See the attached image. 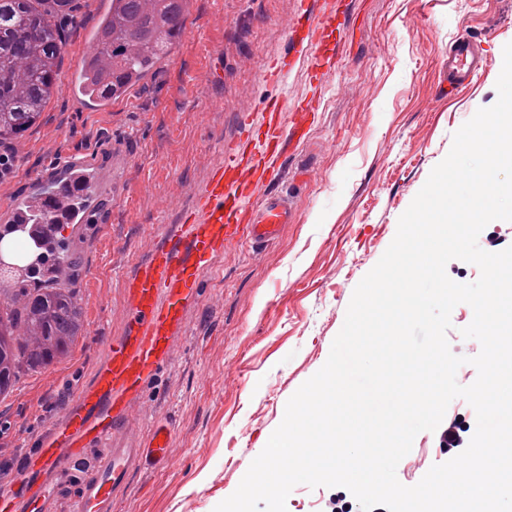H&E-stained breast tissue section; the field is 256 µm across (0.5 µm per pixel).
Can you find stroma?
<instances>
[{
    "label": "stroma",
    "instance_id": "35a3bbf8",
    "mask_svg": "<svg viewBox=\"0 0 512 512\" xmlns=\"http://www.w3.org/2000/svg\"><path fill=\"white\" fill-rule=\"evenodd\" d=\"M108 0H77L53 92L22 139V156L0 180V202L26 195L65 157L127 159L112 195L88 216L75 256L84 329L69 355L21 374L0 396V482H11L33 439L88 388L110 338L124 335L126 283L202 193L239 112L308 92L302 69L280 83L267 65L288 48L298 0H191L185 29L155 78L90 111L70 88L91 51ZM467 34L488 49L487 71L452 97L441 85L448 48ZM512 42V0H355L337 68L317 93L304 141L287 146L273 184L295 219L255 249L214 259L165 369L134 406L120 438L175 424L173 461L135 470L117 512H214L237 489L281 423L290 397L327 361L353 291L393 241L400 216L448 154L454 133L495 104L503 48ZM471 306L451 313L447 339L465 357L456 380L472 384L481 345L461 335ZM436 433H419L397 477L418 483L447 462ZM343 487L298 485L287 512H324Z\"/></svg>",
    "mask_w": 512,
    "mask_h": 512
}]
</instances>
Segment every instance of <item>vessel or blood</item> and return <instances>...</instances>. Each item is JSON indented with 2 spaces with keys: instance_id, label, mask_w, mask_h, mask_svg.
<instances>
[{
  "instance_id": "b4317fda",
  "label": "vessel or blood",
  "mask_w": 512,
  "mask_h": 512,
  "mask_svg": "<svg viewBox=\"0 0 512 512\" xmlns=\"http://www.w3.org/2000/svg\"><path fill=\"white\" fill-rule=\"evenodd\" d=\"M348 6V0H326L318 9L313 0H300L308 20L306 47L277 58L270 79H281L299 65L308 83L320 86L341 58ZM485 68L483 45L466 35L455 37L444 92L471 85ZM316 110L314 99L283 98L259 111H243V134L225 146L194 209L183 223L172 225L168 240L128 280L127 330L110 341L92 385L77 396L61 423L33 441L29 465L11 483H0V512H58L55 493L71 461L88 448L97 449L98 456L91 476L78 487L72 512H114L135 469L171 461L173 431L168 424L154 425L145 442L125 445L117 434L145 385L169 361L213 260L235 243L267 245L291 220L289 199L270 193L269 187L286 144L306 136ZM58 170L56 178L32 183L33 198L43 203L57 197L59 181L77 182L84 209L71 211L62 204L57 213L63 222L84 223L97 202L100 172L73 160L60 163Z\"/></svg>"
}]
</instances>
